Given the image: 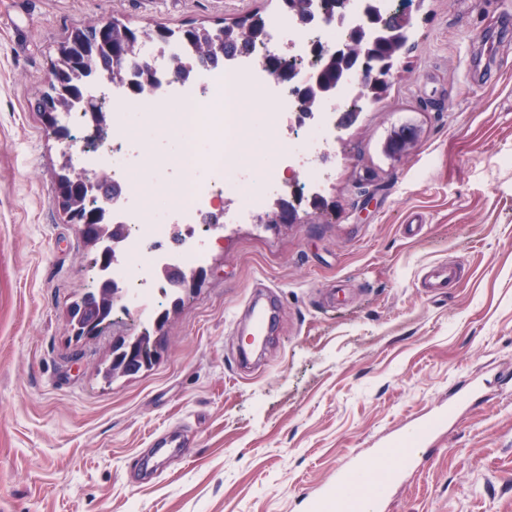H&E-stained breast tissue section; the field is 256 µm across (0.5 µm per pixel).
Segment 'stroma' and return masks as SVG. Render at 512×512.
Listing matches in <instances>:
<instances>
[{"instance_id": "35a3bbf8", "label": "stroma", "mask_w": 512, "mask_h": 512, "mask_svg": "<svg viewBox=\"0 0 512 512\" xmlns=\"http://www.w3.org/2000/svg\"><path fill=\"white\" fill-rule=\"evenodd\" d=\"M394 8L413 33L388 93L339 130L330 209L226 225L159 359L110 380L114 345L142 326L118 309L95 334L71 322L95 280L56 201L83 142L58 141L35 110L55 50L97 20L175 30L276 2L0 0V512H305L301 493L448 408L431 460L382 512H512V0ZM403 124L419 142L387 158ZM131 134L148 156L139 178L167 196L183 152L211 151L174 111ZM448 262L459 280L425 293L423 274ZM264 285L282 309L243 369L233 321ZM173 433L192 455L156 453Z\"/></svg>"}]
</instances>
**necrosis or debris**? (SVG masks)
Returning a JSON list of instances; mask_svg holds the SVG:
<instances>
[{"label":"necrosis or debris","instance_id":"4bbe7bcc","mask_svg":"<svg viewBox=\"0 0 512 512\" xmlns=\"http://www.w3.org/2000/svg\"><path fill=\"white\" fill-rule=\"evenodd\" d=\"M368 4L382 14L391 12V0H347L340 25L318 19L305 25L289 15L272 14L265 19L254 48L229 54L215 66H200L188 45L148 41L139 54L151 63L152 85L139 87L132 67L121 84L110 83L98 73L91 77L89 92L114 107L112 142L102 149L80 151L79 158L89 169L106 167L112 173L114 196L107 216L124 225L126 233L104 275L122 289L126 307L141 319L154 320L160 299L170 295V282L159 275L162 268L179 266L191 272L204 267L208 235L213 225L228 217L224 201L239 193L242 185L251 187L240 208L244 216L294 192L311 198L325 191V171L335 164L332 144L340 124L338 114L345 105L361 99L362 86L357 76L348 77L311 112L306 111L296 89L305 84L311 71L312 46L321 43L332 49L342 43ZM279 50L298 62L287 82L263 64L266 54ZM257 90L273 107L270 126L287 132L288 142L281 145L274 162L241 175L233 160L249 124L242 105ZM164 100L184 110L187 126L196 137L209 141L211 155L206 159L184 155L178 191L160 210L154 192L144 190L134 177L142 151L129 138L124 117L132 112L141 121H156L157 107ZM201 169L207 178L200 184L196 173Z\"/></svg>","mask_w":512,"mask_h":512}]
</instances>
